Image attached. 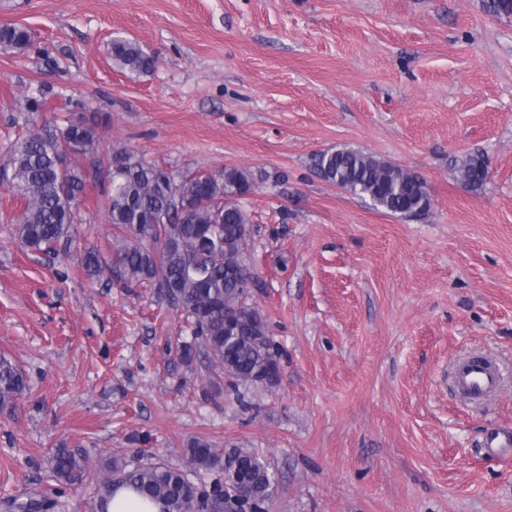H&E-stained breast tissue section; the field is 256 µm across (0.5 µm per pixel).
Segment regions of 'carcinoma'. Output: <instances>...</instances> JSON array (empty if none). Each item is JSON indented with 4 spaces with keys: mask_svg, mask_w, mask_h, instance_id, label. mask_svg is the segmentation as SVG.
Masks as SVG:
<instances>
[{
    "mask_svg": "<svg viewBox=\"0 0 512 512\" xmlns=\"http://www.w3.org/2000/svg\"><path fill=\"white\" fill-rule=\"evenodd\" d=\"M0 43L12 48L30 44L28 30L0 28ZM113 65L132 79L155 71L157 58L123 36L112 39ZM95 127L70 122L63 127H27L11 149L0 172L4 185L23 200L16 234L31 251L53 253L71 236L86 174L80 160L97 157ZM314 169L324 180L370 202L377 210L404 218L426 215L432 197L423 178L399 165L359 149L343 147L315 154ZM66 164L69 188L56 184ZM110 189L106 211L113 226L112 252L88 248L81 266L92 280L151 286L180 309L192 327L194 342L179 347L190 364L203 348L210 365L219 369L237 400L247 407L239 389L279 380V361L261 311L248 303L249 286L258 282L246 259L250 220L238 200L254 191L252 173L224 168L215 174H175L149 163L121 145L107 159ZM459 178L475 189L489 176V162L469 155L457 167ZM25 375L0 356V408L13 405L27 390ZM196 471L213 475L195 483L188 474L166 464L129 466L121 457L106 459L96 470L87 453L59 449L52 463L58 484L89 486L95 512H108L119 486L135 489L167 512H271L276 474L271 463L250 448L222 451L195 438L184 449ZM5 512H62L56 498L39 491L26 499H8Z\"/></svg>",
    "mask_w": 512,
    "mask_h": 512,
    "instance_id": "carcinoma-1",
    "label": "carcinoma"
}]
</instances>
